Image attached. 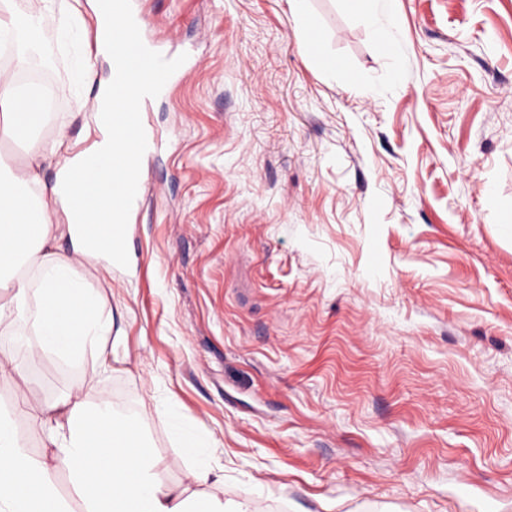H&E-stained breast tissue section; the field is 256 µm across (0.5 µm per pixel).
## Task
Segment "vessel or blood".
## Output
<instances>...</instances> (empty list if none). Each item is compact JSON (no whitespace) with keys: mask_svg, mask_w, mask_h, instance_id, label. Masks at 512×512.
I'll return each mask as SVG.
<instances>
[{"mask_svg":"<svg viewBox=\"0 0 512 512\" xmlns=\"http://www.w3.org/2000/svg\"><path fill=\"white\" fill-rule=\"evenodd\" d=\"M146 22V17L130 2L126 6L123 21L112 29V43L122 55L126 72L141 78V93L143 97L148 98L174 81L181 73L182 64L146 37ZM128 91V84L123 80L115 82L112 86V98L120 105L115 121L124 139L123 150L113 157L112 168L116 171L126 168L128 154L141 153L154 146L141 108H128L124 105ZM139 201L140 193L133 181L117 182L112 191L114 210L133 209Z\"/></svg>","mask_w":512,"mask_h":512,"instance_id":"1","label":"vessel or blood"}]
</instances>
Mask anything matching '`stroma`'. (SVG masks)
Here are the masks:
<instances>
[{
	"instance_id": "1",
	"label": "stroma",
	"mask_w": 512,
	"mask_h": 512,
	"mask_svg": "<svg viewBox=\"0 0 512 512\" xmlns=\"http://www.w3.org/2000/svg\"><path fill=\"white\" fill-rule=\"evenodd\" d=\"M137 2L184 67L144 105L124 260L86 282L121 342L0 375L29 454L76 387L186 487L176 413L210 442L199 493L255 512H512V0H394L393 52L345 0ZM73 6L35 35V136L80 151L107 65L75 83Z\"/></svg>"
}]
</instances>
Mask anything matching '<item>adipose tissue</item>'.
<instances>
[{"instance_id": "obj_1", "label": "adipose tissue", "mask_w": 512, "mask_h": 512, "mask_svg": "<svg viewBox=\"0 0 512 512\" xmlns=\"http://www.w3.org/2000/svg\"><path fill=\"white\" fill-rule=\"evenodd\" d=\"M52 4L33 0L30 10L17 12L10 0H0V42L16 47L17 69L25 68L40 17ZM84 10L95 22V54L108 65L92 116L97 139L89 149L70 156L62 150V139H36L35 131L46 120L42 99L17 95L13 79H0V138L25 142L28 151L24 170L0 174V334L10 339L0 349V361L17 373L44 354L81 360L87 350L104 349L112 336L113 323L87 288L84 274L55 250L59 227L53 218L61 210L83 253L95 255L98 240L104 239L113 244V261L123 259L115 230L127 218L110 205L112 156L123 144L112 118L119 55L111 32L118 14L114 0H85ZM88 159L102 173V208H84L80 180L41 185L39 168L78 169ZM32 186L39 198L35 204L27 194ZM25 263L37 274V288L15 275ZM41 413L46 439L57 450L51 465L28 453L12 412L0 409V512H68L53 479L57 468L69 473L83 512H253L250 498L225 502L166 483L145 439L141 415L116 413L109 397L91 405L73 391L44 401Z\"/></svg>"}]
</instances>
